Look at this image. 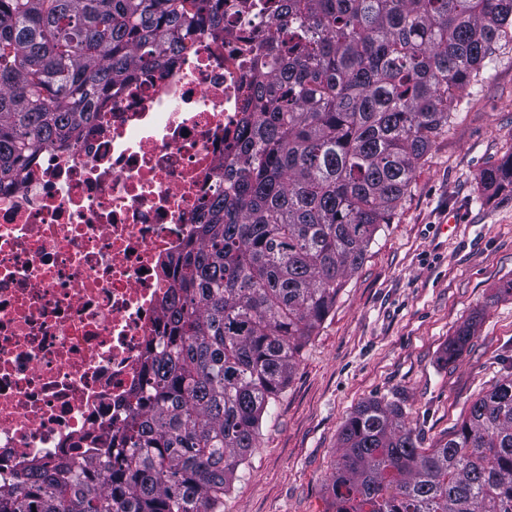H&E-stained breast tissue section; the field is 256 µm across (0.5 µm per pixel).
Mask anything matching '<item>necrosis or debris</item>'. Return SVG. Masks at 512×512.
I'll use <instances>...</instances> for the list:
<instances>
[{"label":"necrosis or debris","mask_w":512,"mask_h":512,"mask_svg":"<svg viewBox=\"0 0 512 512\" xmlns=\"http://www.w3.org/2000/svg\"><path fill=\"white\" fill-rule=\"evenodd\" d=\"M114 83L77 140L0 181V488L32 464L95 467L134 407L161 299L221 190L265 16Z\"/></svg>","instance_id":"1"}]
</instances>
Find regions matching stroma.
<instances>
[{"label": "stroma", "instance_id": "obj_1", "mask_svg": "<svg viewBox=\"0 0 512 512\" xmlns=\"http://www.w3.org/2000/svg\"><path fill=\"white\" fill-rule=\"evenodd\" d=\"M511 153L512 41H501L304 344L224 512H332L339 432L362 402H400L406 425L432 448L479 394L512 374V294L503 290L512 280V190L479 182ZM471 317L474 335L443 362Z\"/></svg>", "mask_w": 512, "mask_h": 512}]
</instances>
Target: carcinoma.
Returning a JSON list of instances; mask_svg holds the SVG:
<instances>
[{
	"label": "carcinoma",
	"instance_id": "obj_1",
	"mask_svg": "<svg viewBox=\"0 0 512 512\" xmlns=\"http://www.w3.org/2000/svg\"><path fill=\"white\" fill-rule=\"evenodd\" d=\"M227 0H0V180L73 138L136 65L173 62ZM266 36L206 207L163 296L169 323L123 430L79 463L34 465L0 512H223L263 413L286 388L416 161L512 40V0H265ZM512 186V154L485 169ZM465 322L442 360L473 334ZM396 401L339 433L333 512H512V376L424 448Z\"/></svg>",
	"mask_w": 512,
	"mask_h": 512
}]
</instances>
